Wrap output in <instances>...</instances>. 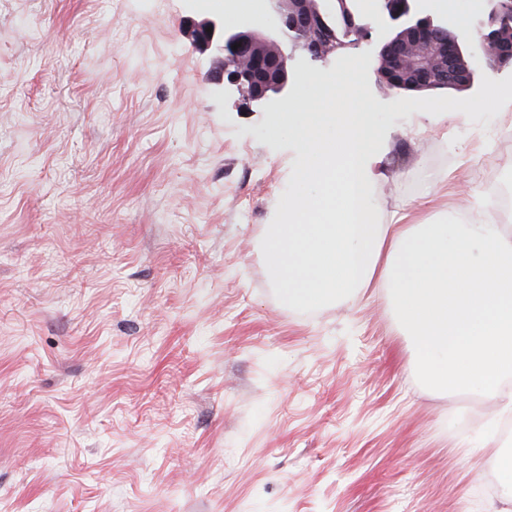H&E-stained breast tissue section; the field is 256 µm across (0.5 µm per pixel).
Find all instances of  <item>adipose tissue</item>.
<instances>
[{
  "label": "adipose tissue",
  "instance_id": "obj_1",
  "mask_svg": "<svg viewBox=\"0 0 512 512\" xmlns=\"http://www.w3.org/2000/svg\"><path fill=\"white\" fill-rule=\"evenodd\" d=\"M325 127L298 108L302 147L296 186L278 198L265 231L268 273L291 304L322 306L348 290L388 288L415 342V362L437 388L481 390L512 412V226L499 203L475 191V207L447 224H384L373 188L375 134L357 93L331 103Z\"/></svg>",
  "mask_w": 512,
  "mask_h": 512
}]
</instances>
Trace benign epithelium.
Here are the masks:
<instances>
[{"label": "benign epithelium", "instance_id": "7a95c632", "mask_svg": "<svg viewBox=\"0 0 512 512\" xmlns=\"http://www.w3.org/2000/svg\"><path fill=\"white\" fill-rule=\"evenodd\" d=\"M269 14L260 20L233 25L219 19L194 21L188 26L192 41L215 51L214 84L225 95H237L259 111H274L287 99L292 81L303 76L297 62L308 71L357 49L366 40L373 18L350 8L347 0H330L331 12L317 8V0H268ZM379 11L396 22L380 47L377 63L407 74L395 85L380 69L378 84L396 92L425 91L436 87L438 75L451 86H471L478 65L489 74L512 62V0H486V14L475 30L474 40L459 39L456 27L434 21L414 10L411 0H378ZM339 17L354 40L336 35ZM237 49H232V46Z\"/></svg>", "mask_w": 512, "mask_h": 512}]
</instances>
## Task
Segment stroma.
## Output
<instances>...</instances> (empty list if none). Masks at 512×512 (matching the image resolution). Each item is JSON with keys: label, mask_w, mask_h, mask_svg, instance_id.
<instances>
[{"label": "stroma", "mask_w": 512, "mask_h": 512, "mask_svg": "<svg viewBox=\"0 0 512 512\" xmlns=\"http://www.w3.org/2000/svg\"><path fill=\"white\" fill-rule=\"evenodd\" d=\"M473 35L485 0H418ZM228 0H0V512H490L492 401L412 369L390 292L285 303L264 235L294 186L288 114L357 91L381 223L512 193V66L463 94L373 77L390 27L277 111L225 98L189 21ZM459 115L448 119L447 109Z\"/></svg>", "instance_id": "35a3bbf8"}]
</instances>
